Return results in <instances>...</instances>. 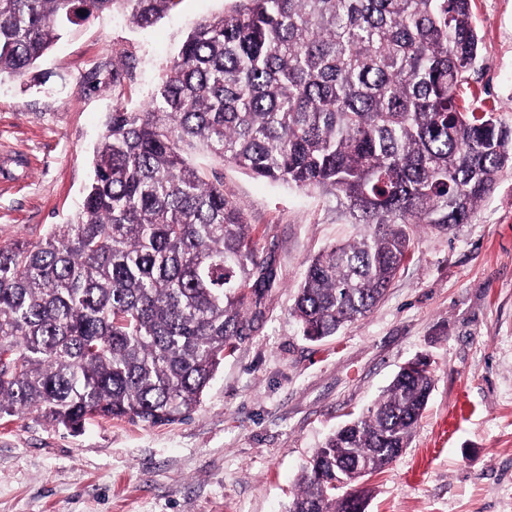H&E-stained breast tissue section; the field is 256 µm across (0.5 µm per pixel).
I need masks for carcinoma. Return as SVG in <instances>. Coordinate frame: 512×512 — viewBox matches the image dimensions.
Returning a JSON list of instances; mask_svg holds the SVG:
<instances>
[{
    "instance_id": "cac0c4a2",
    "label": "carcinoma",
    "mask_w": 512,
    "mask_h": 512,
    "mask_svg": "<svg viewBox=\"0 0 512 512\" xmlns=\"http://www.w3.org/2000/svg\"><path fill=\"white\" fill-rule=\"evenodd\" d=\"M181 2L0 0V79L117 4L147 28ZM479 54L471 0H233L201 20L150 103L112 109L76 219L0 243V421L183 420L250 335L245 291L272 268L188 149L331 196L360 232L311 259L292 314L311 340L366 317L415 228L470 223L512 166V128L462 105ZM433 389L425 367L394 378L304 464L288 512H365L353 467L395 461Z\"/></svg>"
}]
</instances>
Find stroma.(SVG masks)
I'll return each mask as SVG.
<instances>
[{
	"label": "stroma",
	"mask_w": 512,
	"mask_h": 512,
	"mask_svg": "<svg viewBox=\"0 0 512 512\" xmlns=\"http://www.w3.org/2000/svg\"><path fill=\"white\" fill-rule=\"evenodd\" d=\"M229 0H182L141 29L91 17L37 67L0 81V243L70 223L116 104L149 102L192 27ZM481 37L469 97L512 128V0H473ZM276 278L254 331L235 341L200 406L150 427L104 419L79 433L30 414L0 422V512H288L303 464L366 413L406 362L435 389L407 448L366 480L365 512H512V167L454 236L416 228L385 298L311 341L291 314L308 261L352 238L336 204L251 177L205 152ZM455 430L437 436L448 410Z\"/></svg>",
	"instance_id": "35a3bbf8"
}]
</instances>
